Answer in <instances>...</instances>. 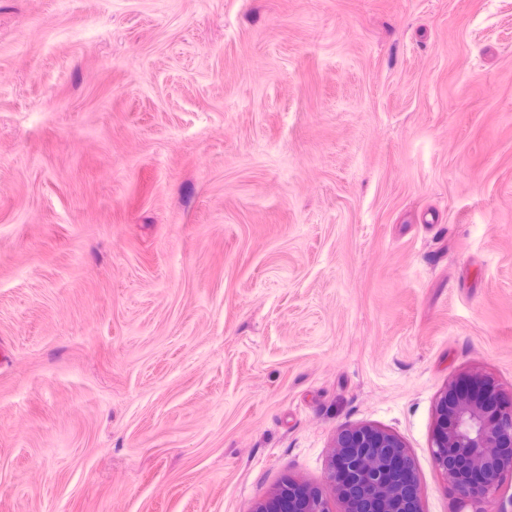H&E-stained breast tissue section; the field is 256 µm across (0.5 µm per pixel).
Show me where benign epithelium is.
<instances>
[{"mask_svg": "<svg viewBox=\"0 0 512 512\" xmlns=\"http://www.w3.org/2000/svg\"><path fill=\"white\" fill-rule=\"evenodd\" d=\"M470 385L451 382L439 396L432 448L438 468L464 503L479 504L512 470V398L484 376ZM345 512H419L417 495L407 492L414 470L395 435L372 426L337 433L329 467ZM254 512H330L323 494L286 481Z\"/></svg>", "mask_w": 512, "mask_h": 512, "instance_id": "7a95c632", "label": "benign epithelium"}]
</instances>
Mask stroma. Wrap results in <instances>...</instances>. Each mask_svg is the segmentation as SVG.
Listing matches in <instances>:
<instances>
[{
  "label": "stroma",
  "instance_id": "35a3bbf8",
  "mask_svg": "<svg viewBox=\"0 0 512 512\" xmlns=\"http://www.w3.org/2000/svg\"><path fill=\"white\" fill-rule=\"evenodd\" d=\"M512 394V0H0V512H344L338 431L458 512ZM464 376L470 385L458 388L455 380L439 396L433 457L458 498L479 504L501 474L512 470V397L506 399L484 376ZM471 473H479L483 482L472 483ZM254 512H330L323 494L307 485L286 481Z\"/></svg>",
  "mask_w": 512,
  "mask_h": 512
}]
</instances>
